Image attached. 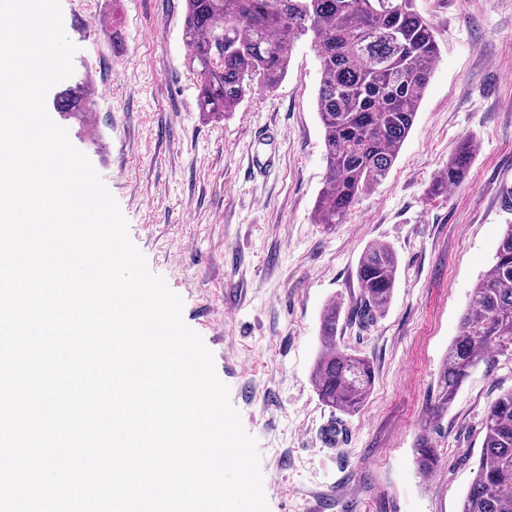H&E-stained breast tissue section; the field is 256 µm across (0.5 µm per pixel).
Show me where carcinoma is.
Instances as JSON below:
<instances>
[{
	"instance_id": "obj_1",
	"label": "carcinoma",
	"mask_w": 512,
	"mask_h": 512,
	"mask_svg": "<svg viewBox=\"0 0 512 512\" xmlns=\"http://www.w3.org/2000/svg\"><path fill=\"white\" fill-rule=\"evenodd\" d=\"M415 0H185L188 64L198 82L200 110L229 117L257 83L276 88L298 40L311 37L320 66L318 116L326 175L314 220L341 224L360 197L388 176L408 137L440 49L432 24ZM94 95L83 85L57 95L58 111L82 119ZM473 140L463 141L430 183L431 195L468 176ZM399 262L388 246L366 249L355 302L329 300L320 315L321 347L311 380L320 401L344 414L358 412L374 381L366 358L336 345L343 325L366 330L390 305ZM461 333L448 347L429 424L448 415L457 390L493 347L512 344V224L494 262L478 279L461 315ZM480 468L461 512H512V390L490 402L483 420ZM420 474L440 456L429 437L415 445Z\"/></svg>"
}]
</instances>
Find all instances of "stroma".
Masks as SVG:
<instances>
[{"instance_id": "1", "label": "stroma", "mask_w": 512, "mask_h": 512, "mask_svg": "<svg viewBox=\"0 0 512 512\" xmlns=\"http://www.w3.org/2000/svg\"><path fill=\"white\" fill-rule=\"evenodd\" d=\"M440 56L387 178L341 224L314 221L326 162L317 114L318 58L297 42L277 89L254 85L224 120L198 108L186 64L184 0H61L76 45L73 74L96 71L105 150L55 116L116 199L150 270L183 301L182 318L212 352L218 378L260 452L269 512H461L479 469L481 422L512 390V346L491 349L438 428L427 401L460 314L512 224V0H416ZM112 18L117 40L99 31ZM473 139L467 179L426 188L457 144ZM398 256L392 302L338 345L373 365L362 409L323 405L311 370L329 299L359 294L368 246ZM341 423L344 441L323 433ZM441 462L421 475L414 443Z\"/></svg>"}]
</instances>
